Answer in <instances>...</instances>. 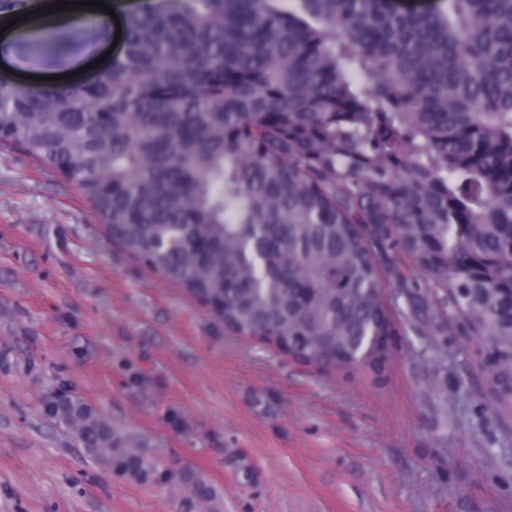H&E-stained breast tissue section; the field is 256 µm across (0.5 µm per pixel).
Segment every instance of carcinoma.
Here are the masks:
<instances>
[{"label": "carcinoma", "mask_w": 512, "mask_h": 512, "mask_svg": "<svg viewBox=\"0 0 512 512\" xmlns=\"http://www.w3.org/2000/svg\"><path fill=\"white\" fill-rule=\"evenodd\" d=\"M124 40L93 82L0 84V145L56 168L235 335L376 366L391 276L424 335L460 325L512 407V0H172ZM67 42L31 22L18 46L59 64ZM47 409L113 471L160 476L89 404ZM179 481L211 510L200 475Z\"/></svg>", "instance_id": "obj_1"}]
</instances>
